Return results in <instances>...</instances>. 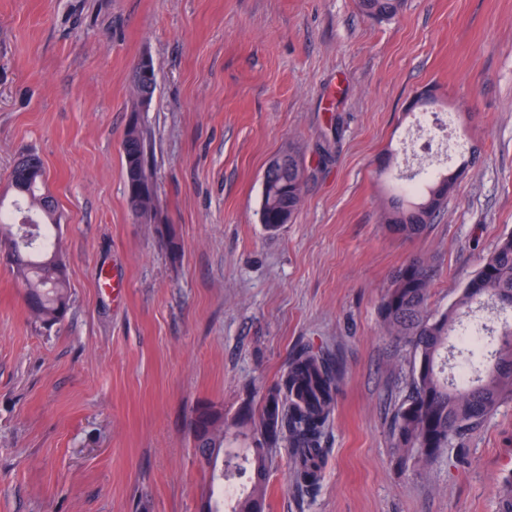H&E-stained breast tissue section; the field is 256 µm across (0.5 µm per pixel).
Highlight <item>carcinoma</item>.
I'll list each match as a JSON object with an SVG mask.
<instances>
[{
    "mask_svg": "<svg viewBox=\"0 0 512 512\" xmlns=\"http://www.w3.org/2000/svg\"><path fill=\"white\" fill-rule=\"evenodd\" d=\"M403 0H359L364 15L382 21L394 17ZM148 136L141 122L128 123L122 143L125 183L137 182L148 195L126 192L129 211L150 224L158 223V197L150 170ZM288 161L265 172L261 221L275 233L291 221L301 204L305 173L297 151L286 149ZM456 179L437 173L414 187H402L384 213L387 228L405 238L424 234L448 202ZM11 205L0 194V259L8 264L26 291L31 313L44 323L63 318L68 305L67 268L56 244L60 225L53 197L46 190L43 163L14 164ZM435 270L422 257L410 259L396 270L383 297L380 312L386 332L408 342L415 353L412 392L396 416L394 458L426 466L453 441L484 423L507 399H512V236L502 238L478 272L463 287L459 299L440 314L428 312V293ZM495 300L504 316L496 348L488 350L490 330L462 317L483 297ZM467 358L488 359L483 367H468L464 379L448 374V339ZM339 370L335 357L322 348L295 349L288 366L261 394L258 405L241 407L236 421L253 430L252 446L242 455L237 472L250 470V486L232 501L230 512H266L268 477L278 449L291 464L293 487L305 494L320 486L327 449L321 445L336 406ZM190 422L195 447L221 453L223 416L211 405L197 407ZM207 499L213 512H224L222 478L210 474Z\"/></svg>",
    "mask_w": 512,
    "mask_h": 512,
    "instance_id": "cac0c4a2",
    "label": "carcinoma"
}]
</instances>
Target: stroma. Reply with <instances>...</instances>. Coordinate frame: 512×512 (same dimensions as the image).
<instances>
[{
  "label": "stroma",
  "instance_id": "1",
  "mask_svg": "<svg viewBox=\"0 0 512 512\" xmlns=\"http://www.w3.org/2000/svg\"><path fill=\"white\" fill-rule=\"evenodd\" d=\"M145 55L156 89L140 120L175 252L125 201ZM427 90L475 159L447 161L453 195L405 239L383 214L397 177L425 175L405 143ZM290 145L303 199L272 234L263 177ZM26 152L58 204L70 302L61 323L34 319L0 261V512H200L192 412L216 406L234 437L239 407L305 343L343 367L323 480L298 494L277 458L267 512H498L512 400L431 465L399 468L414 351L380 305L420 256L443 312L512 235V0H405L382 23L357 0H0V189Z\"/></svg>",
  "mask_w": 512,
  "mask_h": 512
}]
</instances>
